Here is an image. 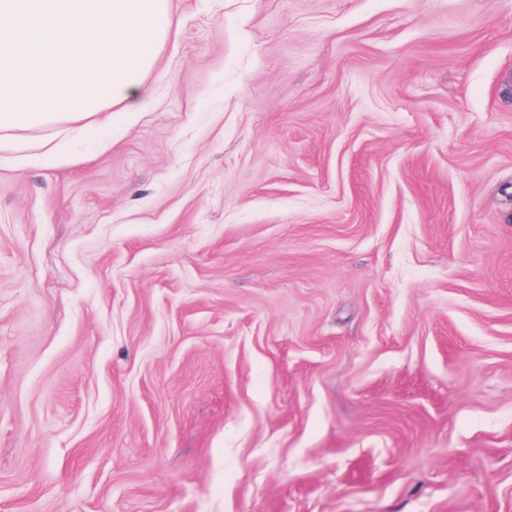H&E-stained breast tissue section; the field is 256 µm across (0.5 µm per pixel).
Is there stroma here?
I'll return each mask as SVG.
<instances>
[{
  "mask_svg": "<svg viewBox=\"0 0 512 512\" xmlns=\"http://www.w3.org/2000/svg\"><path fill=\"white\" fill-rule=\"evenodd\" d=\"M169 4L0 150V512H512V0Z\"/></svg>",
  "mask_w": 512,
  "mask_h": 512,
  "instance_id": "35a3bbf8",
  "label": "stroma"
}]
</instances>
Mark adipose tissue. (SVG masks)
Returning a JSON list of instances; mask_svg holds the SVG:
<instances>
[{"instance_id":"ef3b65f1","label":"adipose tissue","mask_w":512,"mask_h":512,"mask_svg":"<svg viewBox=\"0 0 512 512\" xmlns=\"http://www.w3.org/2000/svg\"><path fill=\"white\" fill-rule=\"evenodd\" d=\"M171 33L169 0H0V132L98 134L136 105Z\"/></svg>"}]
</instances>
